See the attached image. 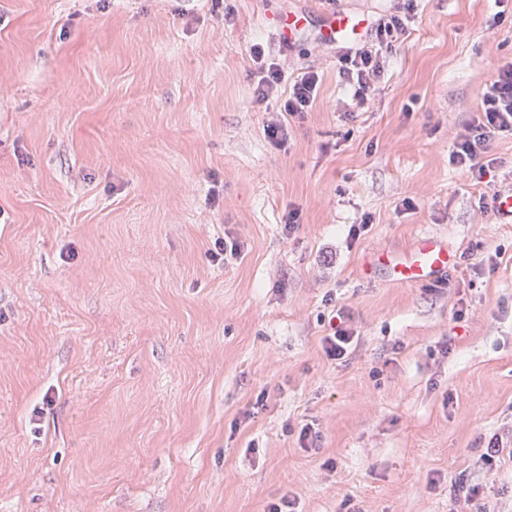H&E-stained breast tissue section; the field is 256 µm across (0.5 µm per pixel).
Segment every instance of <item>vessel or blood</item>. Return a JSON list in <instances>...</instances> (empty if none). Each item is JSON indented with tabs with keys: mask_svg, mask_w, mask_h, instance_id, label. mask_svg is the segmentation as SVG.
Instances as JSON below:
<instances>
[{
	"mask_svg": "<svg viewBox=\"0 0 512 512\" xmlns=\"http://www.w3.org/2000/svg\"><path fill=\"white\" fill-rule=\"evenodd\" d=\"M360 22L355 17L336 12L325 19V36L344 39L357 34ZM378 262L384 266L392 282L399 285H423L438 280L454 263V256L440 238L424 235L416 239L404 253L384 254Z\"/></svg>",
	"mask_w": 512,
	"mask_h": 512,
	"instance_id": "obj_1",
	"label": "vessel or blood"
}]
</instances>
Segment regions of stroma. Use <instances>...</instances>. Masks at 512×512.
<instances>
[{
  "label": "stroma",
  "instance_id": "obj_1",
  "mask_svg": "<svg viewBox=\"0 0 512 512\" xmlns=\"http://www.w3.org/2000/svg\"><path fill=\"white\" fill-rule=\"evenodd\" d=\"M224 5L0 0V512H512V457L483 459L512 442V224L480 201L512 137L487 183L449 161L512 0H337L407 12L363 105L326 0ZM257 43L320 77L280 147ZM423 234L458 257L447 286L364 277ZM337 320L338 323L334 322ZM346 315L342 308L338 309L333 315L332 335L323 337V348L326 356L333 360L342 359L348 351L354 338V332L346 326Z\"/></svg>",
  "mask_w": 512,
  "mask_h": 512
}]
</instances>
